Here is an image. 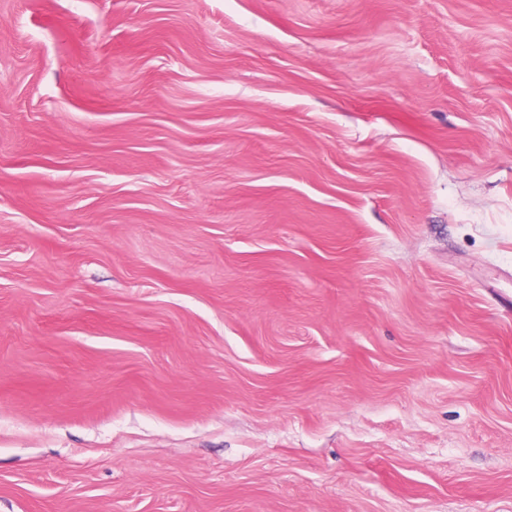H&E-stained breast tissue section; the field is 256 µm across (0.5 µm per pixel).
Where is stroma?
I'll return each instance as SVG.
<instances>
[{
    "label": "stroma",
    "mask_w": 512,
    "mask_h": 512,
    "mask_svg": "<svg viewBox=\"0 0 512 512\" xmlns=\"http://www.w3.org/2000/svg\"><path fill=\"white\" fill-rule=\"evenodd\" d=\"M0 512H512V0H0Z\"/></svg>",
    "instance_id": "1"
}]
</instances>
